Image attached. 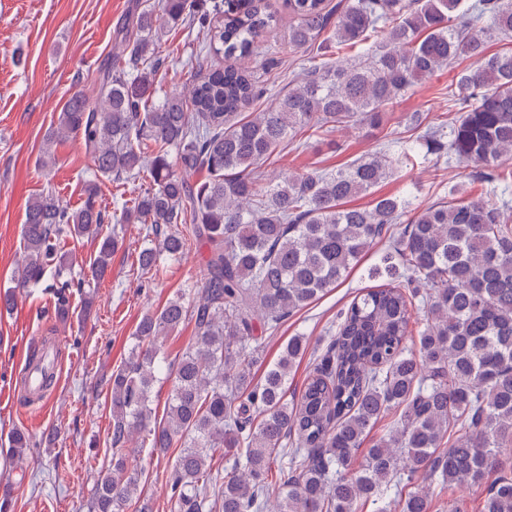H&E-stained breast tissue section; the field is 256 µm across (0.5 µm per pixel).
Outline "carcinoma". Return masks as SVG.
Instances as JSON below:
<instances>
[{"label": "carcinoma", "instance_id": "cac0c4a2", "mask_svg": "<svg viewBox=\"0 0 512 512\" xmlns=\"http://www.w3.org/2000/svg\"><path fill=\"white\" fill-rule=\"evenodd\" d=\"M351 0L330 23L326 0H288L298 23L288 44L308 53L307 74L260 112L245 108L264 87L240 66L276 22L265 0H228L224 25L213 27L199 0H162L116 34L125 66L95 68L94 98L78 91L44 135L38 166L51 171L53 146L81 138L94 171L150 186L132 205L110 213L98 184L80 207L52 194L32 198L22 225L23 255L0 313L15 290H52L54 315L70 318L73 288H89L108 272L123 245L103 225L142 224L151 244L138 255L149 271L182 258L190 223L209 246L200 286L183 290L133 333L122 366L104 380L112 412V457L102 466L88 512H149L138 489L143 471L128 465L135 435L150 453L180 448L167 476L171 512H360L385 501L394 512H429L432 486L487 484L483 512H512V225L504 220L512 186L499 161L512 155V51L487 54L495 36H512V4L475 0ZM188 21L206 32L195 63L224 55V66L194 74L186 91L154 101L150 75L162 64L167 29ZM330 36L321 38L325 31ZM382 37L385 48L336 62H318L332 48L353 49ZM479 65L455 77L460 116L443 141L439 124L428 148L479 167L490 199L461 190L411 212L409 199L381 196L372 207L346 202L382 182L389 168L412 162L411 149L354 160L334 171L288 173L268 182L254 174L288 137L330 133L340 124H380L408 88L460 58ZM207 173L196 184L189 175ZM407 218L371 274L387 278L340 313L336 334L318 355L299 395L288 377L307 349L293 336L256 383L262 358L259 320L276 331L289 316L336 287ZM66 236L97 241L93 259L72 272ZM420 356L406 351L415 313ZM194 323L195 336L169 358L164 340ZM171 381L165 418L152 417L157 378ZM398 413L388 436L355 453L381 417ZM234 458L231 475L214 487L216 449ZM278 476L269 480L270 464Z\"/></svg>", "mask_w": 512, "mask_h": 512}]
</instances>
